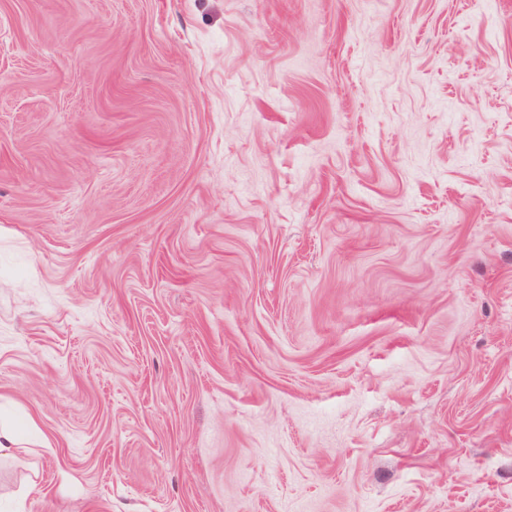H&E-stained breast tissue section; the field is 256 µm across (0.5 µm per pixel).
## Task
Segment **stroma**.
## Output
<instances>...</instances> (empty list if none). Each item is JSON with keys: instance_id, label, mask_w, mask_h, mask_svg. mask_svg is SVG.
<instances>
[{"instance_id": "obj_1", "label": "stroma", "mask_w": 512, "mask_h": 512, "mask_svg": "<svg viewBox=\"0 0 512 512\" xmlns=\"http://www.w3.org/2000/svg\"><path fill=\"white\" fill-rule=\"evenodd\" d=\"M0 418V512H512V0H0ZM26 448L19 430L14 424L0 421V459L17 455Z\"/></svg>"}]
</instances>
